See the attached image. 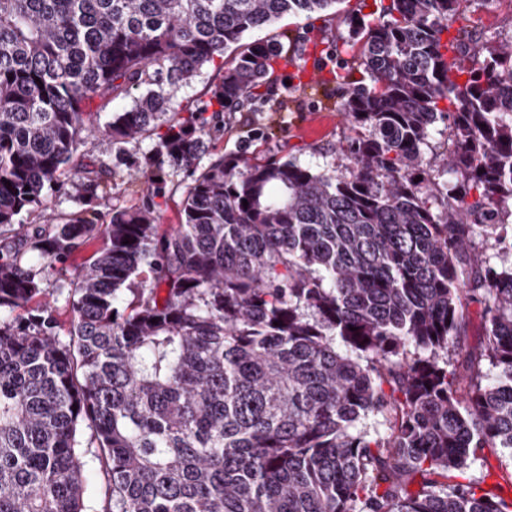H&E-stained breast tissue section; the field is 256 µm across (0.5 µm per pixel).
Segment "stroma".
<instances>
[{
    "instance_id": "stroma-1",
    "label": "stroma",
    "mask_w": 512,
    "mask_h": 512,
    "mask_svg": "<svg viewBox=\"0 0 512 512\" xmlns=\"http://www.w3.org/2000/svg\"><path fill=\"white\" fill-rule=\"evenodd\" d=\"M379 10L380 0H338L335 11L308 19L289 15L250 32L248 41L270 40L286 51L300 45L304 56L276 64L275 92L257 102L253 111L225 115L223 132L209 137L214 154H243L253 164L294 158L318 172L344 164L339 148L352 131L338 109L348 89L340 74L349 71L358 79L362 72L353 52L340 46L339 40L348 34L349 17L374 18ZM457 25L477 37L497 34L507 40L512 38V8L497 0H464ZM81 150L116 168L107 196L96 206L102 219L139 204L144 179L138 170L118 163L109 140L88 134ZM484 455L485 466L473 467L471 476H485L486 487L512 499V456L489 449Z\"/></svg>"
}]
</instances>
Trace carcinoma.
Segmentation results:
<instances>
[{
  "label": "carcinoma",
  "mask_w": 512,
  "mask_h": 512,
  "mask_svg": "<svg viewBox=\"0 0 512 512\" xmlns=\"http://www.w3.org/2000/svg\"><path fill=\"white\" fill-rule=\"evenodd\" d=\"M337 2L0 0V512H512L468 475L512 453V264L485 254L512 257V44L442 40L464 0H390L349 19L344 169L208 156L281 47L224 51ZM211 65L209 102L171 111ZM102 112L147 187L96 224L112 169L79 147ZM439 120L444 187L423 169ZM151 135L150 156L126 149ZM166 165L191 181L163 230ZM60 192L81 209L19 221ZM92 239L58 285L65 331L36 297ZM477 311L478 308L476 305H472L469 308V314L466 320V336H462V341L467 348L477 347L483 340L485 333L484 324Z\"/></svg>",
  "instance_id": "cac0c4a2"
}]
</instances>
